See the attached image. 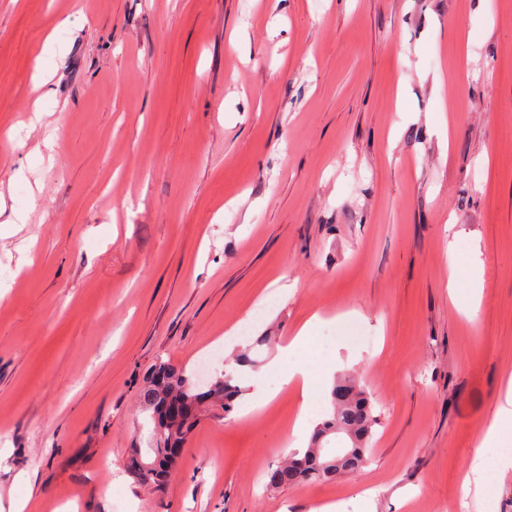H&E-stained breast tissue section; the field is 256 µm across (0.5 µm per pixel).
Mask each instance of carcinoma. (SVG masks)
Instances as JSON below:
<instances>
[{"mask_svg":"<svg viewBox=\"0 0 512 512\" xmlns=\"http://www.w3.org/2000/svg\"><path fill=\"white\" fill-rule=\"evenodd\" d=\"M269 341L266 334L256 337L236 356V367L258 368L254 353ZM194 377L196 373L161 358L150 368L138 398L151 411L152 457L146 460L141 449L133 448L127 465L128 472L138 480L156 487L166 483L177 464V457L169 455L168 449L184 444L198 422L202 405L214 408L225 418L234 411L241 396L240 387L234 384L235 372L224 373L204 388ZM376 424L378 416L366 390L350 380L334 384L329 413L314 428L308 448L268 468L267 486L278 489L307 481H330L340 473L364 469L371 461L369 442Z\"/></svg>","mask_w":512,"mask_h":512,"instance_id":"obj_1","label":"carcinoma"}]
</instances>
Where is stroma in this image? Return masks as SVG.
<instances>
[{"instance_id":"stroma-1","label":"stroma","mask_w":512,"mask_h":512,"mask_svg":"<svg viewBox=\"0 0 512 512\" xmlns=\"http://www.w3.org/2000/svg\"><path fill=\"white\" fill-rule=\"evenodd\" d=\"M8 131L0 512H512L497 450L466 482L512 373V0H0ZM317 311L301 357L371 392L368 467L267 488L301 403L268 372L255 418L204 412L163 488L131 477L157 358L223 373L242 322L267 364Z\"/></svg>"}]
</instances>
